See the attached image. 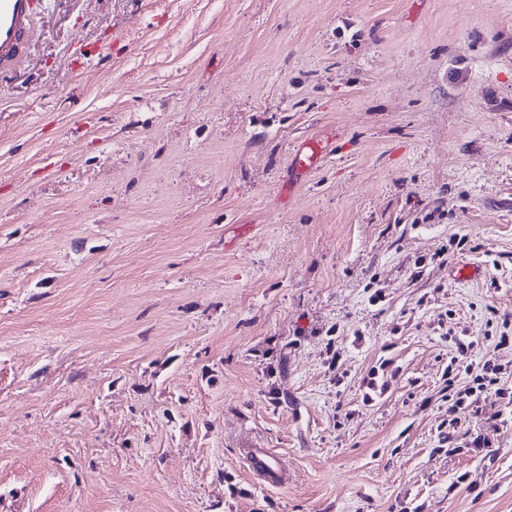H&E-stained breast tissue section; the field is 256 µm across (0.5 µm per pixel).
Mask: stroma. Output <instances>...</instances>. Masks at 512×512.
<instances>
[{
  "mask_svg": "<svg viewBox=\"0 0 512 512\" xmlns=\"http://www.w3.org/2000/svg\"><path fill=\"white\" fill-rule=\"evenodd\" d=\"M460 339L512 378V0L38 16L0 77V512H512V409L448 426ZM327 155V144L323 140L309 138L302 141L294 150L291 162L298 171L307 173L318 167ZM250 467L259 475L282 473L278 456L264 448H255L247 453Z\"/></svg>",
  "mask_w": 512,
  "mask_h": 512,
  "instance_id": "stroma-1",
  "label": "stroma"
}]
</instances>
